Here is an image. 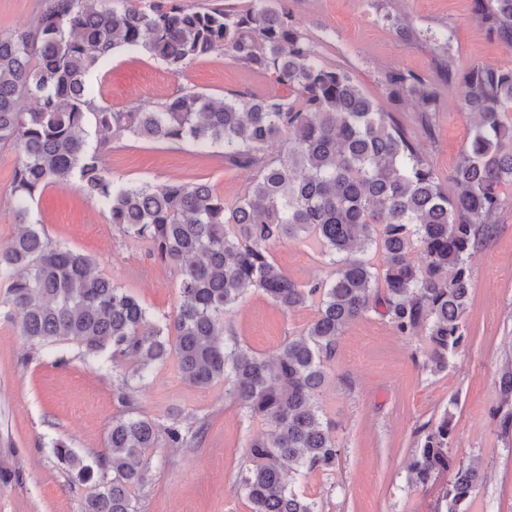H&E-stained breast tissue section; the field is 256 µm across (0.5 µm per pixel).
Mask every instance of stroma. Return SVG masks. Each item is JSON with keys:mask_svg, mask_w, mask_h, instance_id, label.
<instances>
[{"mask_svg": "<svg viewBox=\"0 0 512 512\" xmlns=\"http://www.w3.org/2000/svg\"><path fill=\"white\" fill-rule=\"evenodd\" d=\"M45 0H0V32L29 29ZM295 27L318 44L324 63L344 67L380 111L391 113L444 188L471 131L460 100L461 79L473 65L512 68V44L491 35L474 17V0H288ZM412 25V36L401 35ZM422 78L436 102L392 93L389 74ZM89 84L101 104L126 109L161 104L180 91L215 98L241 92L257 98L290 91L222 50L180 73L136 49H121L93 71ZM17 153L0 149V250L17 233L11 184ZM114 179L159 187L204 182L235 202L253 178L229 165L221 151L196 143L115 141L105 151ZM488 235L469 262L472 289L467 336L448 369L430 373L425 334L401 336L376 313L351 322L327 364L318 396L340 455L330 472L300 480L298 488L320 512H437L447 475L414 485L408 470L428 428L445 410L455 416L450 452L478 466L482 481L467 512H512V427L494 415L499 378L512 363V188ZM31 220L55 244L94 259L98 270L137 296L155 319L172 321L179 293L176 273L148 241L125 235L109 212L90 200L79 179L52 185L32 205ZM269 250L300 284L329 280L315 237L281 239ZM0 280V512H81L91 487L75 481L54 453L66 442L94 464L115 418L135 412L158 424L171 410L202 425L191 448L159 441L150 454L152 480L135 490L138 512H252L236 478L248 442L266 433L264 419L226 398L223 383L189 384L175 361L157 366L133 393L121 395L128 361L112 362L72 341L35 345L22 336ZM314 308L283 311L263 294H248L229 318L235 338L258 356L272 357L287 338L314 319Z\"/></svg>", "mask_w": 512, "mask_h": 512, "instance_id": "1", "label": "stroma"}]
</instances>
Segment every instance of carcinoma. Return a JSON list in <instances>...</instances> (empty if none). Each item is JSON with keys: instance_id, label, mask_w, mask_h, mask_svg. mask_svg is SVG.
Here are the masks:
<instances>
[{"instance_id": "obj_1", "label": "carcinoma", "mask_w": 512, "mask_h": 512, "mask_svg": "<svg viewBox=\"0 0 512 512\" xmlns=\"http://www.w3.org/2000/svg\"><path fill=\"white\" fill-rule=\"evenodd\" d=\"M477 19L512 43V0H476ZM139 48L174 74L217 50L270 73L294 93L286 100L233 94L221 100L182 90L153 106L114 110L98 102L89 74L120 48ZM392 93L426 104L433 93L418 76L394 72ZM23 97L35 99L23 112ZM474 117L448 193L405 130L342 67L322 64L298 32L285 0H254L240 12L213 3L185 8L178 0H46L35 26L0 33V146L19 155L11 193L18 232L0 253L8 304L33 344L75 341L112 363L131 359L126 382L175 356L181 377L207 387L231 382L229 395L270 430L248 445L238 485L253 512H319L287 474L304 477L336 467L340 449L318 405L324 364L345 327L377 312L401 336L425 331L426 366L448 369L467 333L469 260L479 232L491 228L512 185V69L474 66L461 83ZM104 136L89 141V123ZM193 142L223 150L232 166L254 176L234 203L199 182L159 187L112 178L104 148L113 140ZM281 151L272 155L273 144ZM73 176L104 204L125 234L151 243L177 274L179 306L161 323L133 294L116 286L83 253L50 242L29 220L46 187ZM314 235L333 267L329 281L299 284L270 255V242ZM381 253L382 266L368 257ZM419 250L423 263L411 253ZM252 291L285 311L315 306L300 334L264 359L226 335V320ZM498 410L512 423V366L499 381ZM164 428L141 415L112 421L107 448L91 466L68 445L57 459L91 484L82 512H136L131 490L149 481L148 452L164 433L171 448L201 438L179 413ZM454 414L444 413L413 454V481L451 474L446 512H467L480 479L455 462Z\"/></svg>"}]
</instances>
